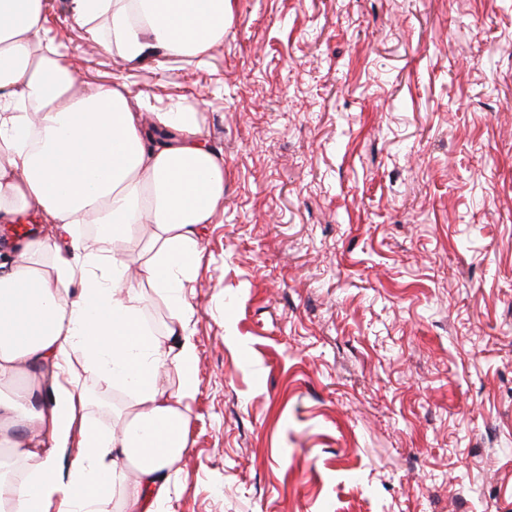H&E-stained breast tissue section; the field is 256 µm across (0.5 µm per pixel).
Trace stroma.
Wrapping results in <instances>:
<instances>
[{
  "label": "stroma",
  "instance_id": "stroma-1",
  "mask_svg": "<svg viewBox=\"0 0 512 512\" xmlns=\"http://www.w3.org/2000/svg\"><path fill=\"white\" fill-rule=\"evenodd\" d=\"M142 65L46 7L81 82L224 158L186 302L169 512H512V0H232ZM103 427L134 404L82 374Z\"/></svg>",
  "mask_w": 512,
  "mask_h": 512
}]
</instances>
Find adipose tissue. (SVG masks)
<instances>
[{
  "mask_svg": "<svg viewBox=\"0 0 512 512\" xmlns=\"http://www.w3.org/2000/svg\"><path fill=\"white\" fill-rule=\"evenodd\" d=\"M229 15L230 0H71L72 20L132 65L203 57ZM46 23L44 0H0V222L31 206L43 222L0 249V512H102L117 486L126 512H161L194 390L182 292L224 202V159L195 113L145 117L112 81L78 90ZM81 224L98 226L94 245ZM143 227L139 280L170 313L159 337L124 252ZM77 362L133 391L117 426L86 420Z\"/></svg>",
  "mask_w": 512,
  "mask_h": 512,
  "instance_id": "obj_1",
  "label": "adipose tissue"
}]
</instances>
